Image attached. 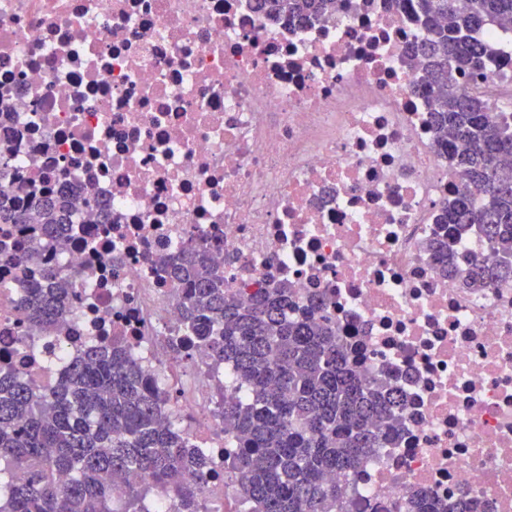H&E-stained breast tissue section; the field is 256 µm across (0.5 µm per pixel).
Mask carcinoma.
Here are the masks:
<instances>
[{"label":"carcinoma","mask_w":512,"mask_h":512,"mask_svg":"<svg viewBox=\"0 0 512 512\" xmlns=\"http://www.w3.org/2000/svg\"><path fill=\"white\" fill-rule=\"evenodd\" d=\"M269 18L299 25L320 17L336 0H257ZM428 39L418 48V90L432 101L431 120L448 168L467 176L440 223L487 239L491 256L463 270L449 234L429 247L442 272L468 288L512 278V112L496 122L488 103L462 84L487 76L498 43L476 34L512 19V0H407ZM64 195L39 200L35 212L0 188L1 224H36L40 245L65 249L60 227L70 223ZM182 290L188 341L196 352L231 370L245 399L224 401V434L234 450L224 474L240 482L244 512H337L345 487L326 477L356 467L398 432L402 399L386 385L363 381L349 365L336 327L316 318L320 298L288 317L291 289L265 288L243 303L224 288V270L189 248L160 259ZM73 290L54 270L26 288L29 331L47 336L67 315ZM167 392L116 337L92 346L57 387L36 395L31 385L0 369V512H149L148 495L173 493L172 512H200L209 454L178 419L162 423ZM24 470L28 479L16 482ZM135 473L153 483L120 484ZM123 508H114L115 501Z\"/></svg>","instance_id":"cac0c4a2"}]
</instances>
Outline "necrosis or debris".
<instances>
[{
  "label": "necrosis or debris",
  "mask_w": 512,
  "mask_h": 512,
  "mask_svg": "<svg viewBox=\"0 0 512 512\" xmlns=\"http://www.w3.org/2000/svg\"><path fill=\"white\" fill-rule=\"evenodd\" d=\"M424 37L401 0L300 26L254 0H0V185L24 205L66 191L76 228L30 262L33 225L0 224V367L41 391L123 337L210 450L201 512L215 495L239 512L213 378L169 345L180 290L158 259L195 245L240 301L283 283L295 309L324 298L352 368L403 395L398 433L338 477L348 512L419 493L512 512V281L463 287L425 248L467 181L414 89ZM466 89L498 120L512 47ZM47 268L74 293L44 340L22 288Z\"/></svg>",
  "instance_id": "1"
}]
</instances>
